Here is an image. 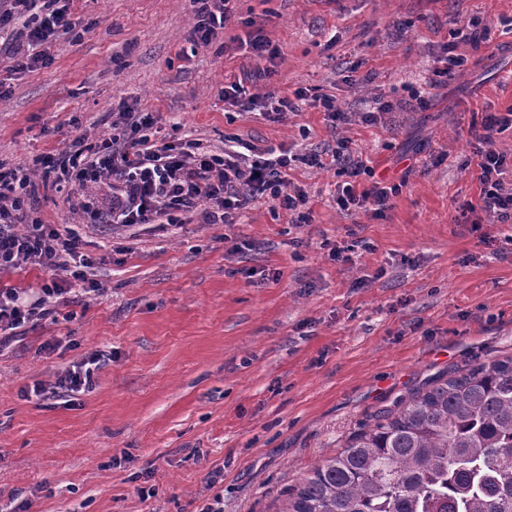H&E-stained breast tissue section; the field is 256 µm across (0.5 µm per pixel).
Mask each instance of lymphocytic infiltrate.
I'll return each mask as SVG.
<instances>
[{
	"instance_id": "f902f5d3",
	"label": "lymphocytic infiltrate",
	"mask_w": 512,
	"mask_h": 512,
	"mask_svg": "<svg viewBox=\"0 0 512 512\" xmlns=\"http://www.w3.org/2000/svg\"><path fill=\"white\" fill-rule=\"evenodd\" d=\"M194 6L192 41L209 44L220 40L225 51L235 50L225 39L232 0H191ZM74 24L62 0H0V32L11 31L27 44L44 45L64 39ZM428 80V89L408 87V97L422 108L431 104L429 88L445 86L468 65L454 45L444 44ZM280 93L265 98L250 93L242 80L225 82L224 99L248 112L262 107L265 113L284 115L292 98ZM152 113L126 107L113 120L108 133L95 139L78 136L59 151L34 156L13 168L0 162V274L23 265L51 273L49 284L39 291L0 288V335L50 315L53 304L66 299L69 290L58 272L79 264L77 279H85L87 260L81 257L82 239L69 224H46L35 215V182L63 183L74 187L78 201L73 209L85 224H177L183 214L200 212L203 223L232 224L253 201L267 198L273 207L296 213L306 208L309 195L288 178L293 162L288 153L264 157L256 145L241 139L225 142L222 152L201 150L193 141L174 143L152 140ZM512 131V107L484 113L468 129L479 143L474 167L480 193L477 202L466 204L463 214L484 212L500 221L512 220V187L502 175L505 158L490 149L497 135ZM335 161L340 181L336 206L344 212L364 210L383 215L402 186L379 179L369 160L338 143ZM101 357L94 354L58 375L47 391L72 396L89 390Z\"/></svg>"
}]
</instances>
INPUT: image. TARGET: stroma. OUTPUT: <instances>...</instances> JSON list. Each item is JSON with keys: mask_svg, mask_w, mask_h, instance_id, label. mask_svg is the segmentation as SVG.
Returning <instances> with one entry per match:
<instances>
[{"mask_svg": "<svg viewBox=\"0 0 512 512\" xmlns=\"http://www.w3.org/2000/svg\"><path fill=\"white\" fill-rule=\"evenodd\" d=\"M75 27L51 64L16 73L0 55V161L62 149L59 129L104 133L119 102L154 113L156 139L213 150L240 136L323 155L338 140L408 184L383 216L343 212L337 170L297 165L309 218L257 201L236 224L78 223L53 189L41 218L76 225L98 292L18 329L0 348V512H277L287 488L379 408L448 371L512 355V222L463 223L476 200L467 130L512 105V0H236L225 36L279 48L272 77L248 46L193 43L189 0H72ZM487 40L459 45L468 68L432 105L363 119L422 86L442 44L470 19ZM303 89L279 119L225 103ZM349 114L330 128L315 106ZM354 245L349 263L333 249ZM58 350L42 351L49 339ZM101 352L92 389L24 398Z\"/></svg>", "mask_w": 512, "mask_h": 512, "instance_id": "35a3bbf8", "label": "stroma"}]
</instances>
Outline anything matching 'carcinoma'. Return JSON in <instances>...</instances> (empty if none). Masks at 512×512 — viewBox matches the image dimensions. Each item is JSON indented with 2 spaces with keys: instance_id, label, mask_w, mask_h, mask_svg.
<instances>
[{
  "instance_id": "cac0c4a2",
  "label": "carcinoma",
  "mask_w": 512,
  "mask_h": 512,
  "mask_svg": "<svg viewBox=\"0 0 512 512\" xmlns=\"http://www.w3.org/2000/svg\"><path fill=\"white\" fill-rule=\"evenodd\" d=\"M280 512H512V356L377 412L285 491Z\"/></svg>"
}]
</instances>
